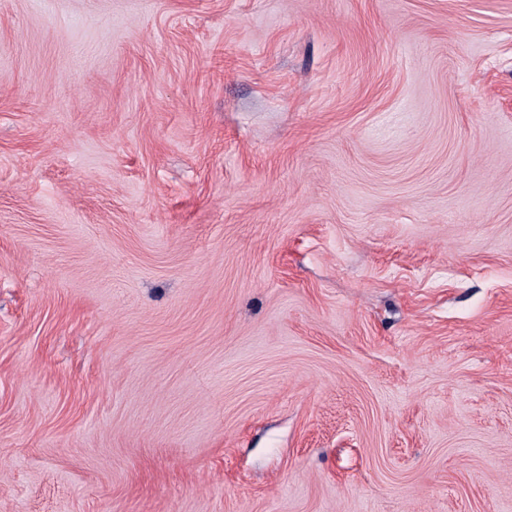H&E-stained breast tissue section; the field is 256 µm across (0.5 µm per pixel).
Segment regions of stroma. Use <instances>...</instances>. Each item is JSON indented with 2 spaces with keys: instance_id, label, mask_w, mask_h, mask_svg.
I'll return each mask as SVG.
<instances>
[{
  "instance_id": "stroma-1",
  "label": "stroma",
  "mask_w": 512,
  "mask_h": 512,
  "mask_svg": "<svg viewBox=\"0 0 512 512\" xmlns=\"http://www.w3.org/2000/svg\"><path fill=\"white\" fill-rule=\"evenodd\" d=\"M0 512H512V0H0Z\"/></svg>"
}]
</instances>
